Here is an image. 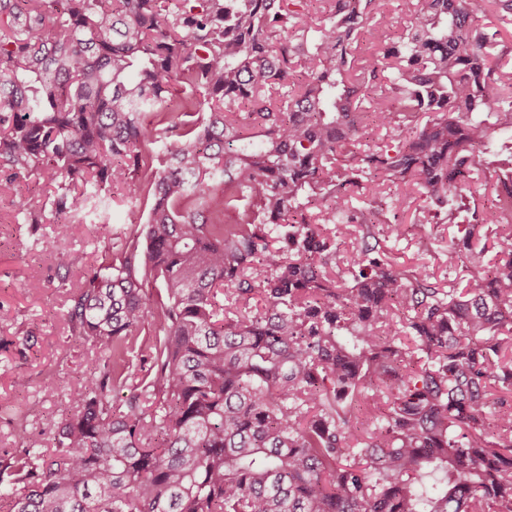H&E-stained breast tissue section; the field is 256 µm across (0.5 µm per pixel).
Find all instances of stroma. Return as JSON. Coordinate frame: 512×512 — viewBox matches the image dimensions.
I'll use <instances>...</instances> for the list:
<instances>
[{
	"mask_svg": "<svg viewBox=\"0 0 512 512\" xmlns=\"http://www.w3.org/2000/svg\"><path fill=\"white\" fill-rule=\"evenodd\" d=\"M53 191L47 176L10 184L0 173V453L14 448L22 432L54 447L49 424L67 407L66 388L79 382L90 360L82 340L70 334L64 313L85 275L104 262L108 249H119L129 230L130 198L143 207L150 202L144 188L114 189L106 212L90 211L60 241V250L71 258L62 267L44 246L56 229L55 214L45 205ZM409 192L413 202L393 218L399 232L387 240V249L399 266L426 268L447 283L443 253L456 230L438 223L420 187L410 186ZM22 196L42 204L38 223L20 213L16 201ZM95 222L108 224V232L93 233Z\"/></svg>",
	"mask_w": 512,
	"mask_h": 512,
	"instance_id": "obj_1",
	"label": "stroma"
}]
</instances>
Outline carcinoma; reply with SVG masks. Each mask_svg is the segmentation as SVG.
Instances as JSON below:
<instances>
[{
  "label": "carcinoma",
  "mask_w": 512,
  "mask_h": 512,
  "mask_svg": "<svg viewBox=\"0 0 512 512\" xmlns=\"http://www.w3.org/2000/svg\"><path fill=\"white\" fill-rule=\"evenodd\" d=\"M320 2L0 0V168L51 172L59 264L91 204L151 194L73 296L98 357L56 445L0 460L4 512H512V145L457 223L512 127V44L471 0H399V39L357 61L379 0ZM166 111L164 151L144 116ZM408 184L457 227L448 270L497 235L463 287L381 246ZM367 185L393 193L354 204Z\"/></svg>",
  "instance_id": "obj_1"
}]
</instances>
